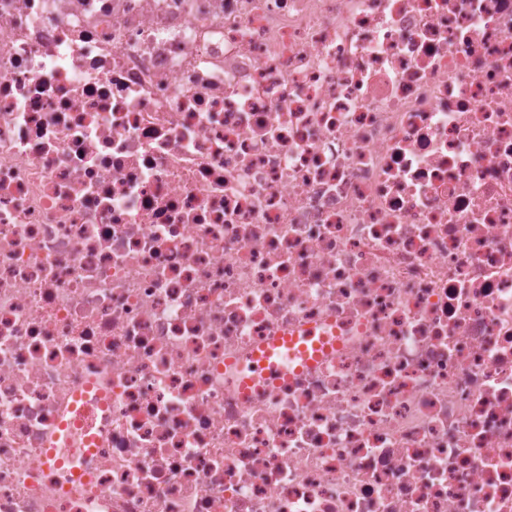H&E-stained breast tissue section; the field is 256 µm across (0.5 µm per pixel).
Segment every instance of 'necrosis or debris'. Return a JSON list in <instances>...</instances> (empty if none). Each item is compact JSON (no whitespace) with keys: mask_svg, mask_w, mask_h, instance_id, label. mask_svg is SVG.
<instances>
[{"mask_svg":"<svg viewBox=\"0 0 512 512\" xmlns=\"http://www.w3.org/2000/svg\"><path fill=\"white\" fill-rule=\"evenodd\" d=\"M0 512H512V0H0Z\"/></svg>","mask_w":512,"mask_h":512,"instance_id":"necrosis-or-debris-1","label":"necrosis or debris"}]
</instances>
